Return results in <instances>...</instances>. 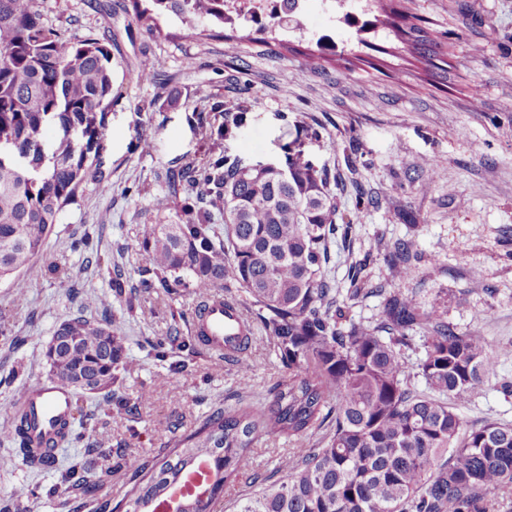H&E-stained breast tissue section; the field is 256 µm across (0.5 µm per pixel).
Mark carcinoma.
Listing matches in <instances>:
<instances>
[{
  "instance_id": "obj_1",
  "label": "carcinoma",
  "mask_w": 512,
  "mask_h": 512,
  "mask_svg": "<svg viewBox=\"0 0 512 512\" xmlns=\"http://www.w3.org/2000/svg\"><path fill=\"white\" fill-rule=\"evenodd\" d=\"M133 19L153 31L165 14L192 32L224 24V0H132ZM112 58L94 39L73 41L46 26L36 0H0V149L29 154L28 164L0 162V280L24 287L22 273L44 253L65 205L90 178L111 130ZM286 167L240 166L212 159L197 181L194 162L172 176L199 188L208 204L182 224H151L141 248L144 288H189L198 298L227 288L257 308L254 326L269 337L288 376L270 389L261 410L214 409L194 430L174 435L166 452L145 461L120 456L132 487L116 504L91 512H149L171 499L187 476L208 462L178 512H214L224 483L259 481L252 448L262 437L286 436L296 448L288 478L236 500L235 512H493L489 494L512 488V425H469L459 412L494 373L485 337L460 333L433 300L384 296L374 325L347 319L325 272L330 247L347 239L356 214L340 213L329 173L307 159L304 142L287 146ZM224 217V238L213 229ZM413 244L398 243L384 259L402 276ZM427 329L424 356L408 371L412 332ZM127 364L124 337L107 320L82 316L59 323L46 347L47 380L72 395L70 420L86 395L111 392ZM420 378L425 389L414 388ZM0 438L18 457L30 455V414L22 401L0 404ZM329 426L320 448L305 447L312 430ZM80 439L65 424L50 448ZM102 482L90 463L61 475L68 490Z\"/></svg>"
}]
</instances>
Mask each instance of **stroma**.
Segmentation results:
<instances>
[{"label": "stroma", "instance_id": "stroma-1", "mask_svg": "<svg viewBox=\"0 0 512 512\" xmlns=\"http://www.w3.org/2000/svg\"><path fill=\"white\" fill-rule=\"evenodd\" d=\"M37 6L47 26L109 50L112 135L96 161L105 187L82 184L25 271L23 289L0 281V404L45 379L44 354L60 322L108 314L127 339L129 365L116 390L132 411L108 416L85 401L75 424L82 443L60 451L58 468L20 463L0 471V506L70 512L47 491L85 448L104 470L119 449L159 454L170 429H193L215 407L267 403L286 370L265 336L254 335L238 358L182 349L157 357L158 342L189 335L185 316L195 298L185 288L139 289V244L146 224L179 223L183 206L196 204L194 191L169 190L170 172L185 160L202 170L222 153L245 166H281L286 144L300 135L309 159L341 177L330 188L337 208L359 212L349 238L332 246L327 269L337 296L352 301L350 319L376 324L386 291L425 305L440 298L444 320L480 332L497 357L495 377L461 407L462 417L512 424V392L502 388L512 383V0H370L365 44L337 23L329 32L336 48L323 52L317 69L305 59L319 51L315 39L292 30L268 47L238 24L220 36H190L169 16L148 32L134 22L131 0ZM397 10L442 33L434 62L394 25ZM144 70L154 71L153 81H139ZM215 101L246 105L233 136H218L224 118L211 111ZM432 158L440 161L433 169ZM163 196L168 207L160 212L154 202ZM401 241L418 253L408 277L384 259ZM92 251L98 260H89ZM291 446L261 439L255 468L284 480Z\"/></svg>", "mask_w": 512, "mask_h": 512}]
</instances>
